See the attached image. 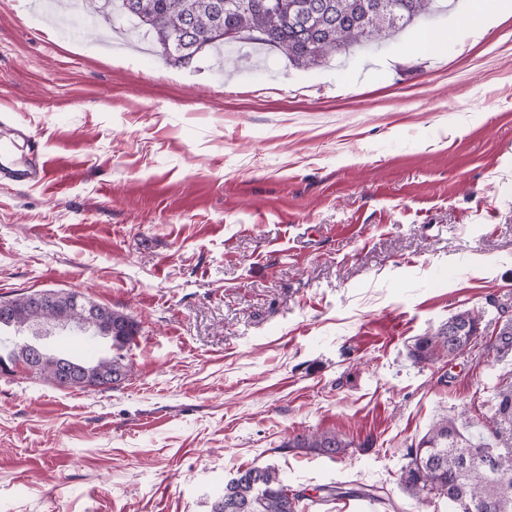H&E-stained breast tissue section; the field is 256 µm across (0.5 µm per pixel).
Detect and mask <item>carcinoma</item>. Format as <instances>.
<instances>
[{
	"instance_id": "1",
	"label": "carcinoma",
	"mask_w": 512,
	"mask_h": 512,
	"mask_svg": "<svg viewBox=\"0 0 512 512\" xmlns=\"http://www.w3.org/2000/svg\"><path fill=\"white\" fill-rule=\"evenodd\" d=\"M85 10L105 22L119 8L137 18L136 25L153 35L161 56L174 64L187 63L198 55L199 46L253 43L281 54L296 67H310L360 43H378L404 30L429 13L436 0H394L395 13L377 9L378 0H233L223 11L217 0H83ZM192 23L190 38L172 47V35ZM57 298L42 303L34 294L6 300L9 312H0V329L18 330L28 324L53 321L64 308L74 327L80 324L85 306L98 309L97 320L88 323L96 335L108 340V355L68 361L38 343H15L0 356V368L22 364L35 376L60 389L88 390L94 385L107 389L126 379L132 369L125 351L138 332L130 316L106 305L56 291ZM476 319L469 311L456 313L448 321L418 336L409 348L414 362L435 363L448 358L450 324L465 325ZM500 354L512 352V321L502 325L495 340ZM512 426V382L497 390L492 423H458L443 416L407 451L401 484L409 494L426 493L453 504V512H512V448L498 447L501 426ZM329 457L342 456L353 443L335 431L298 434L284 444ZM306 496L295 493L270 467L237 471L224 485V496L210 505V512H304Z\"/></svg>"
}]
</instances>
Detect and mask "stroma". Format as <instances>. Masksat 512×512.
<instances>
[{
	"instance_id": "35a3bbf8",
	"label": "stroma",
	"mask_w": 512,
	"mask_h": 512,
	"mask_svg": "<svg viewBox=\"0 0 512 512\" xmlns=\"http://www.w3.org/2000/svg\"><path fill=\"white\" fill-rule=\"evenodd\" d=\"M443 2L375 50L224 74L0 0V137L27 125L50 164L0 181V298L74 291L138 324L112 388L0 371V512H209L253 466L312 497L383 490L309 512H450L400 475L433 422L489 421L512 380V0L477 30ZM465 310L477 341L414 363ZM316 430L354 446L288 447ZM476 319L469 311L456 313L448 318V321L431 329L422 336H417L409 348V356L415 363H435L447 358H454L463 353L465 349H456L448 353V324L466 325Z\"/></svg>"
}]
</instances>
